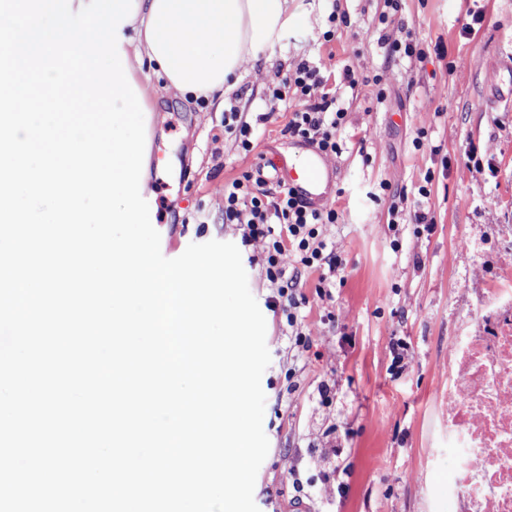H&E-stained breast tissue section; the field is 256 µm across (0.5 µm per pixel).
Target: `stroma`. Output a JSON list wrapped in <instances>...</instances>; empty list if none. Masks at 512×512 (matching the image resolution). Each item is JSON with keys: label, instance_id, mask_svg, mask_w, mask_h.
Instances as JSON below:
<instances>
[{"label": "stroma", "instance_id": "stroma-1", "mask_svg": "<svg viewBox=\"0 0 512 512\" xmlns=\"http://www.w3.org/2000/svg\"><path fill=\"white\" fill-rule=\"evenodd\" d=\"M289 8L296 23L224 97L254 131L250 153L225 133L223 112L150 77L148 173L160 246L172 258L210 240L241 252L271 355L262 377L269 452L254 488L260 512H446L448 337L469 313L460 291L512 282V103L484 106L496 54L512 53V0H401L390 17L384 0H290ZM335 9L349 23L328 41ZM479 9L482 24L463 34L468 11ZM409 35L424 59H387L383 40ZM304 60L326 65V87L346 111L342 151L326 157L339 172V219L323 228L343 280L321 298L317 274L306 276L307 341L295 348L266 278V243L243 244L242 228L225 223L223 192L260 160L294 154L288 115L271 111L265 93ZM347 64L365 84H341ZM473 148L476 164L467 159ZM396 192L404 211L431 212L432 230L392 223ZM395 337L411 353L400 373L391 367ZM326 382L335 386L329 404L318 396ZM332 445L343 450L342 472L326 484L329 463L317 451Z\"/></svg>", "mask_w": 512, "mask_h": 512}]
</instances>
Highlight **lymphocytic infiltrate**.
I'll use <instances>...</instances> for the list:
<instances>
[{"label": "lymphocytic infiltrate", "mask_w": 512, "mask_h": 512, "mask_svg": "<svg viewBox=\"0 0 512 512\" xmlns=\"http://www.w3.org/2000/svg\"><path fill=\"white\" fill-rule=\"evenodd\" d=\"M323 85L320 66L303 61L271 90L270 99L287 104L291 137L337 155L341 147L336 132L345 113L321 94ZM224 221L243 225L245 240H265L266 275L278 286L289 327L300 330L297 291L303 273H317L316 292L326 297L342 265L335 243L323 234L324 225L337 223L336 209L312 208L293 189L267 186L261 171L254 169L225 183Z\"/></svg>", "instance_id": "lymphocytic-infiltrate-1"}]
</instances>
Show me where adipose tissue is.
Here are the masks:
<instances>
[{
  "label": "adipose tissue",
  "instance_id": "ef3b65f1",
  "mask_svg": "<svg viewBox=\"0 0 512 512\" xmlns=\"http://www.w3.org/2000/svg\"><path fill=\"white\" fill-rule=\"evenodd\" d=\"M122 27L131 76L150 69L181 98L233 89L282 32L296 21L288 0H135Z\"/></svg>",
  "mask_w": 512,
  "mask_h": 512
}]
</instances>
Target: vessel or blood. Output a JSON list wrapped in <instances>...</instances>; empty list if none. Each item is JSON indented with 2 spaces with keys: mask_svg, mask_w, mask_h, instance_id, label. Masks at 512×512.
Segmentation results:
<instances>
[{
  "mask_svg": "<svg viewBox=\"0 0 512 512\" xmlns=\"http://www.w3.org/2000/svg\"><path fill=\"white\" fill-rule=\"evenodd\" d=\"M271 168L274 180L293 187L313 207L324 208L331 202L336 170L318 149L303 146L294 160L272 162Z\"/></svg>",
  "mask_w": 512,
  "mask_h": 512,
  "instance_id": "1",
  "label": "vessel or blood"
}]
</instances>
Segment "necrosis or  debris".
<instances>
[{"mask_svg":"<svg viewBox=\"0 0 512 512\" xmlns=\"http://www.w3.org/2000/svg\"><path fill=\"white\" fill-rule=\"evenodd\" d=\"M447 390L448 512H512V287L474 289Z\"/></svg>","mask_w":512,"mask_h":512,"instance_id":"4bbe7bcc","label":"necrosis or debris"}]
</instances>
